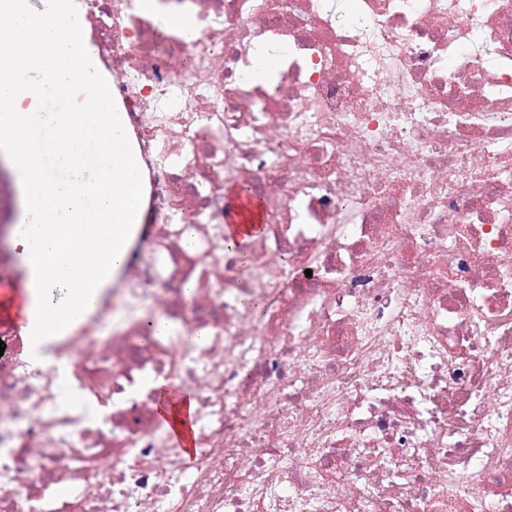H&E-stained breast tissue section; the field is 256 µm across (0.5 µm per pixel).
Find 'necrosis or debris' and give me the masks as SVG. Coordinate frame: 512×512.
<instances>
[{
	"mask_svg": "<svg viewBox=\"0 0 512 512\" xmlns=\"http://www.w3.org/2000/svg\"><path fill=\"white\" fill-rule=\"evenodd\" d=\"M154 2L75 0L150 239L52 365L0 324V512H512V0ZM227 223L225 228L240 244L247 245L261 233V220L251 221L253 216L263 217L261 200L249 190L228 187L225 192ZM171 385L174 384L163 380H157L156 382L152 383V387L156 390V392L161 393L156 395V402L157 405H159L161 417L164 421H168L170 414L175 411L181 412V416L187 419L188 427L182 433L173 431L169 436L178 447L194 450L195 441L193 437H196V428L193 426V434L191 427L194 425V414L189 413L188 405H190V412L194 413L196 408V401L190 394L191 397L188 404V396L181 392L178 387H171ZM167 390L168 392L162 393ZM190 417L192 418L191 420L189 419Z\"/></svg>",
	"mask_w": 512,
	"mask_h": 512,
	"instance_id": "4bbe7bcc",
	"label": "necrosis or debris"
}]
</instances>
